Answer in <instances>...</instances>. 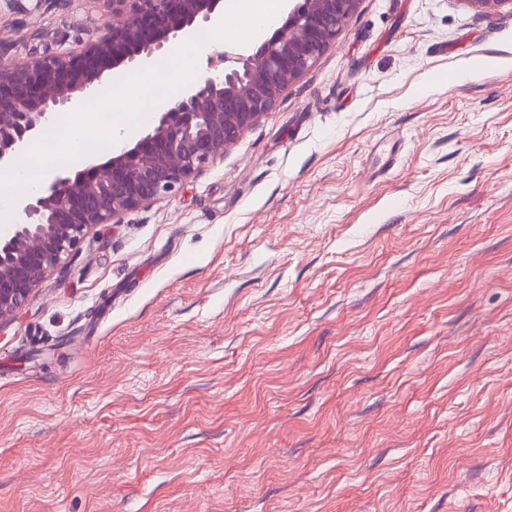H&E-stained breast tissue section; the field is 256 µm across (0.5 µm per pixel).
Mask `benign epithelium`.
<instances>
[{
  "label": "benign epithelium",
  "instance_id": "7a95c632",
  "mask_svg": "<svg viewBox=\"0 0 512 512\" xmlns=\"http://www.w3.org/2000/svg\"><path fill=\"white\" fill-rule=\"evenodd\" d=\"M112 24L78 51L0 62V165L13 163L48 115L72 103L103 74L156 57L169 36L207 22L222 0H104ZM482 15L512 14V0H463ZM360 0H289L283 24L255 51L224 52L232 66L188 87L131 148L104 163L55 175L19 206L14 234L0 239V323L98 224L159 202L224 153L281 93L335 43Z\"/></svg>",
  "mask_w": 512,
  "mask_h": 512
}]
</instances>
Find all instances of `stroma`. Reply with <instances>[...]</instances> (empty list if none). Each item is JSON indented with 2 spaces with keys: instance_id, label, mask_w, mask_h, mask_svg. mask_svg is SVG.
Returning a JSON list of instances; mask_svg holds the SVG:
<instances>
[{
  "instance_id": "35a3bbf8",
  "label": "stroma",
  "mask_w": 512,
  "mask_h": 512,
  "mask_svg": "<svg viewBox=\"0 0 512 512\" xmlns=\"http://www.w3.org/2000/svg\"><path fill=\"white\" fill-rule=\"evenodd\" d=\"M102 0H0V60ZM0 512H512V14L360 0L275 107L0 324Z\"/></svg>"
}]
</instances>
